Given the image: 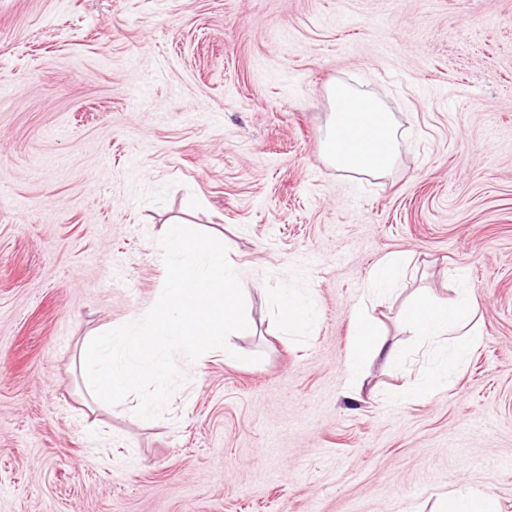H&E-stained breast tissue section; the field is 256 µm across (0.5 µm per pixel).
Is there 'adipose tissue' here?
<instances>
[{
    "label": "adipose tissue",
    "instance_id": "obj_1",
    "mask_svg": "<svg viewBox=\"0 0 512 512\" xmlns=\"http://www.w3.org/2000/svg\"><path fill=\"white\" fill-rule=\"evenodd\" d=\"M333 109L324 141L325 156L340 170L377 176L388 171L399 151L395 124L381 103L363 96L344 84L330 89ZM277 307L284 331L290 336H306L312 331L317 311L304 292L283 288L277 294ZM477 311V299L470 286H461L453 304L422 295L409 310V321L419 336L433 344L436 358L419 378L414 392L434 394L447 386L459 365L475 348L476 342L464 332L466 318ZM354 340L348 363L352 380H359L367 361L383 357L399 360V351L389 346L375 325L361 312H353Z\"/></svg>",
    "mask_w": 512,
    "mask_h": 512
}]
</instances>
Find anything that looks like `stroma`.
Returning <instances> with one entry per match:
<instances>
[{
	"label": "stroma",
	"mask_w": 512,
	"mask_h": 512,
	"mask_svg": "<svg viewBox=\"0 0 512 512\" xmlns=\"http://www.w3.org/2000/svg\"><path fill=\"white\" fill-rule=\"evenodd\" d=\"M341 82L401 134L390 172L325 158ZM176 221L224 239L253 332L160 418L99 407L86 336L160 296ZM405 281L369 313L406 366L351 386L350 313L372 267ZM480 296L446 390L419 293ZM319 317L286 336L273 298ZM477 489L512 512V0H0V512H435ZM276 301L285 333L308 336L317 320L316 307L311 298L299 289L280 288Z\"/></svg>",
	"instance_id": "1"
}]
</instances>
